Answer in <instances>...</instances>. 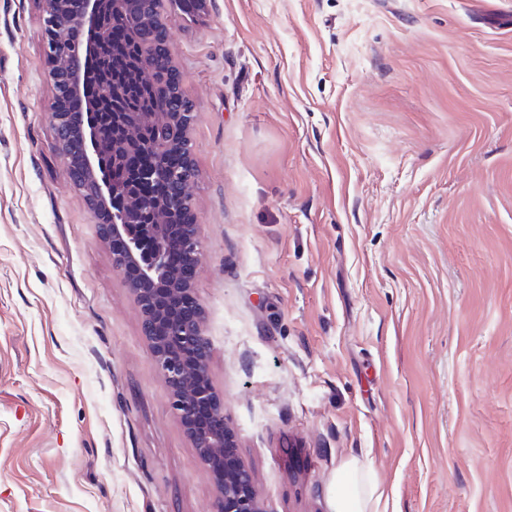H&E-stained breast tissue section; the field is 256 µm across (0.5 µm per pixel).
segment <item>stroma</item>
I'll use <instances>...</instances> for the list:
<instances>
[{"label": "stroma", "mask_w": 512, "mask_h": 512, "mask_svg": "<svg viewBox=\"0 0 512 512\" xmlns=\"http://www.w3.org/2000/svg\"><path fill=\"white\" fill-rule=\"evenodd\" d=\"M46 0H0V512H215L69 177ZM512 0H164L192 288L263 512H512ZM382 498L374 469L357 457L339 465L328 490L330 512H381Z\"/></svg>", "instance_id": "stroma-1"}]
</instances>
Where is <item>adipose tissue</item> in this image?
Masks as SVG:
<instances>
[{
	"label": "adipose tissue",
	"instance_id": "1",
	"mask_svg": "<svg viewBox=\"0 0 512 512\" xmlns=\"http://www.w3.org/2000/svg\"><path fill=\"white\" fill-rule=\"evenodd\" d=\"M382 498L374 469L356 457L339 465L328 490L330 512H380Z\"/></svg>",
	"mask_w": 512,
	"mask_h": 512
}]
</instances>
